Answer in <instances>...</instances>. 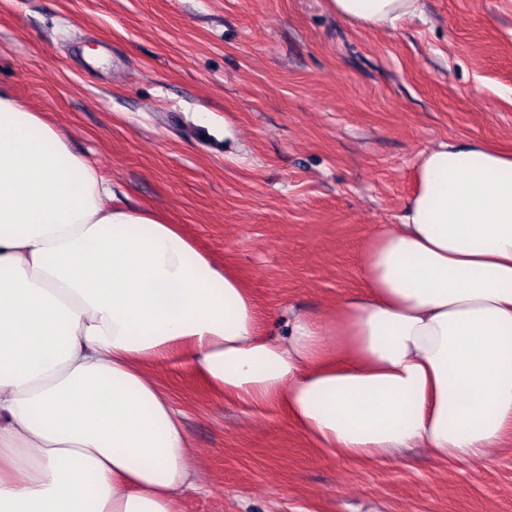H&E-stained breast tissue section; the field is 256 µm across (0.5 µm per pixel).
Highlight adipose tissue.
<instances>
[{
  "label": "adipose tissue",
  "mask_w": 512,
  "mask_h": 512,
  "mask_svg": "<svg viewBox=\"0 0 512 512\" xmlns=\"http://www.w3.org/2000/svg\"><path fill=\"white\" fill-rule=\"evenodd\" d=\"M365 29L421 0H330ZM362 295L268 335L242 279L179 225L116 203L43 113L0 89V512H179L182 414L147 368L187 364L360 460L484 462L512 435V153L439 143Z\"/></svg>",
  "instance_id": "obj_1"
}]
</instances>
